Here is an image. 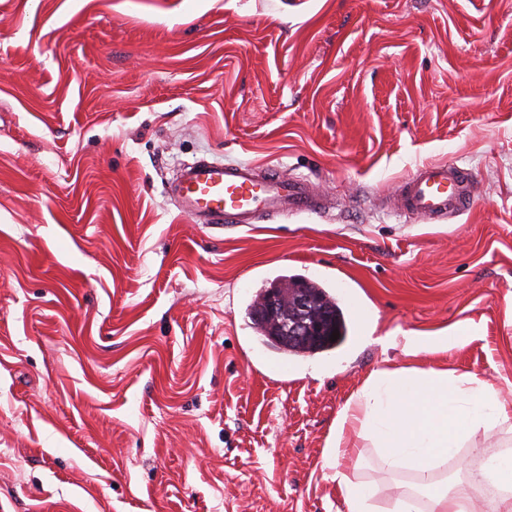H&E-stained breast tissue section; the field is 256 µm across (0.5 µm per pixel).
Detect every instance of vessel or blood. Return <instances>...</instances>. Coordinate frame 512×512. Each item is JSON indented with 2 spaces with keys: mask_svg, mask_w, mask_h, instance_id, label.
<instances>
[{
  "mask_svg": "<svg viewBox=\"0 0 512 512\" xmlns=\"http://www.w3.org/2000/svg\"><path fill=\"white\" fill-rule=\"evenodd\" d=\"M166 192L182 213L211 227L250 224L261 213H318L328 203L327 195L306 177L204 157L182 167ZM474 197L471 169L430 162L417 166L398 182L384 203L388 210L443 224L466 213Z\"/></svg>",
  "mask_w": 512,
  "mask_h": 512,
  "instance_id": "obj_1",
  "label": "vessel or blood"
}]
</instances>
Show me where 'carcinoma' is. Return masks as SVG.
Masks as SVG:
<instances>
[{
  "label": "carcinoma",
  "mask_w": 512,
  "mask_h": 512,
  "mask_svg": "<svg viewBox=\"0 0 512 512\" xmlns=\"http://www.w3.org/2000/svg\"><path fill=\"white\" fill-rule=\"evenodd\" d=\"M301 284L309 298L308 304L299 307L295 302V294L282 295L283 318L282 325L278 327L261 319L265 294L262 293L258 296L251 306L250 312L257 332L286 354L313 355L336 348L337 345L344 342L347 336L346 319L341 307L319 283L303 280ZM317 318L326 319L330 330L339 331L337 340L330 339L328 335L322 338L304 335L299 338L288 337V324L311 323Z\"/></svg>",
  "instance_id": "cac0c4a2"
}]
</instances>
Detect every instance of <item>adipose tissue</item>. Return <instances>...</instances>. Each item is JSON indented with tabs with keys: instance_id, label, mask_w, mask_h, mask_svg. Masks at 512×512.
<instances>
[{
	"instance_id": "ef3b65f1",
	"label": "adipose tissue",
	"mask_w": 512,
	"mask_h": 512,
	"mask_svg": "<svg viewBox=\"0 0 512 512\" xmlns=\"http://www.w3.org/2000/svg\"><path fill=\"white\" fill-rule=\"evenodd\" d=\"M512 424V406L475 376L447 371L387 368L373 371L348 400L332 428L324 459L356 457L353 437L371 440L387 470L410 471L412 490L391 512H471L474 475L437 478L438 463L455 456L476 428Z\"/></svg>"
}]
</instances>
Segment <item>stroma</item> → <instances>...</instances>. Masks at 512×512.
Returning <instances> with one entry per match:
<instances>
[{"mask_svg": "<svg viewBox=\"0 0 512 512\" xmlns=\"http://www.w3.org/2000/svg\"><path fill=\"white\" fill-rule=\"evenodd\" d=\"M202 156L336 206L196 223L165 185ZM431 161L473 171L470 213L377 206ZM280 276L336 297L341 346L258 335ZM430 367L512 406V0H0V512H340L338 413ZM510 445L476 431L437 474ZM357 446L387 512L411 476Z\"/></svg>", "mask_w": 512, "mask_h": 512, "instance_id": "35a3bbf8", "label": "stroma"}]
</instances>
